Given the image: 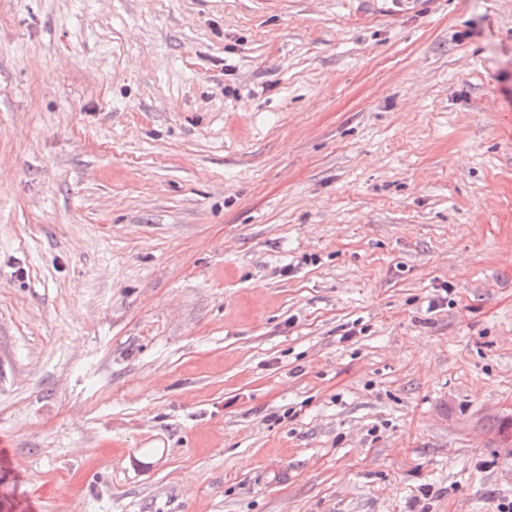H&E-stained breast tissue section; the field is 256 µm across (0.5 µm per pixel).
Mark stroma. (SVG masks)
Wrapping results in <instances>:
<instances>
[{"label":"stroma","mask_w":512,"mask_h":512,"mask_svg":"<svg viewBox=\"0 0 512 512\" xmlns=\"http://www.w3.org/2000/svg\"><path fill=\"white\" fill-rule=\"evenodd\" d=\"M512 0H0V512L512 501Z\"/></svg>","instance_id":"obj_1"}]
</instances>
